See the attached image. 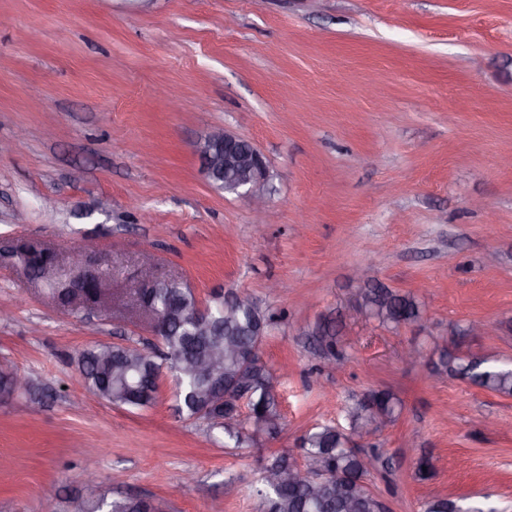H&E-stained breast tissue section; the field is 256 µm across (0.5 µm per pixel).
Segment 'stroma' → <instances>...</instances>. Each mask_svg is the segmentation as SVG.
<instances>
[{
    "instance_id": "1",
    "label": "stroma",
    "mask_w": 512,
    "mask_h": 512,
    "mask_svg": "<svg viewBox=\"0 0 512 512\" xmlns=\"http://www.w3.org/2000/svg\"><path fill=\"white\" fill-rule=\"evenodd\" d=\"M1 16L0 144L25 143L0 151V361L33 392L0 400V512L98 493L257 512L263 458L300 455V436L372 389L403 404L366 441L389 461L368 478L387 512H512V397L403 358L455 341L512 361V0H0ZM216 128L263 154L262 215L206 178L196 146ZM23 238L62 258L93 240L107 315L58 309L15 264ZM147 274L275 315L261 357L276 438L225 448L166 376L146 411L87 394L80 351L155 347L128 293ZM376 286L415 294L422 320L351 321ZM329 319L334 358L312 343ZM475 321L483 335L466 334Z\"/></svg>"
}]
</instances>
